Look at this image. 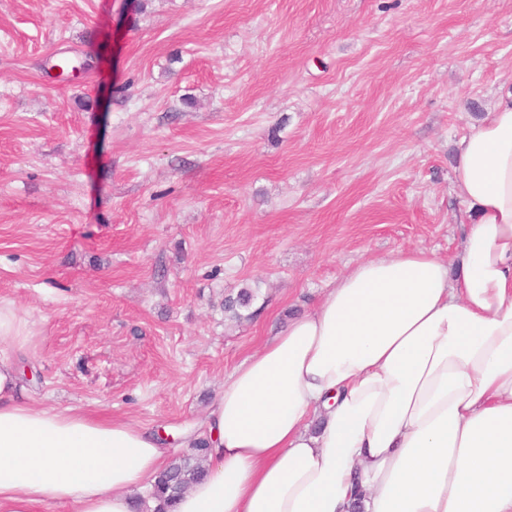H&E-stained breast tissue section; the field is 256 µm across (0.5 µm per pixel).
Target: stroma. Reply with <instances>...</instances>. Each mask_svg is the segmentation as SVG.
I'll list each match as a JSON object with an SVG mask.
<instances>
[{
    "instance_id": "obj_1",
    "label": "stroma",
    "mask_w": 512,
    "mask_h": 512,
    "mask_svg": "<svg viewBox=\"0 0 512 512\" xmlns=\"http://www.w3.org/2000/svg\"><path fill=\"white\" fill-rule=\"evenodd\" d=\"M511 92L512 0H0L23 398L193 456L225 376L349 268L455 255L456 145Z\"/></svg>"
}]
</instances>
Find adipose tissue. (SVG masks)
Returning a JSON list of instances; mask_svg holds the SVG:
<instances>
[{"instance_id":"ef3b65f1","label":"adipose tissue","mask_w":512,"mask_h":512,"mask_svg":"<svg viewBox=\"0 0 512 512\" xmlns=\"http://www.w3.org/2000/svg\"><path fill=\"white\" fill-rule=\"evenodd\" d=\"M453 261L349 269L236 366L173 512H512V99L457 145ZM24 315L0 303V512H135L169 451L151 429L18 397Z\"/></svg>"}]
</instances>
